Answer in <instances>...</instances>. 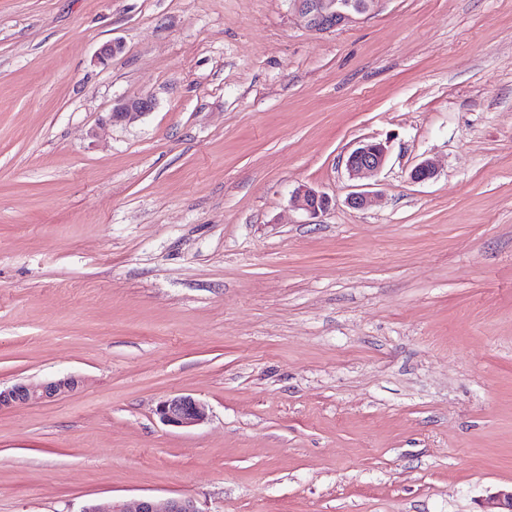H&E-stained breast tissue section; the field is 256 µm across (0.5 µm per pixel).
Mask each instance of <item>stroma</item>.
Segmentation results:
<instances>
[{
    "mask_svg": "<svg viewBox=\"0 0 512 512\" xmlns=\"http://www.w3.org/2000/svg\"><path fill=\"white\" fill-rule=\"evenodd\" d=\"M364 139L389 155L354 209ZM67 374L0 411V512H480L512 486V0L323 34L290 0H0V386ZM177 393L207 420L164 426ZM152 105V100L148 97L119 98L112 107V121L121 123L133 117L146 114L152 109ZM296 206L312 217H317L330 206V199L325 193L308 185L298 187L294 195ZM81 384L79 377L67 375L35 385L18 382L4 389L0 386V410L54 402L75 392ZM80 512H200L193 499L172 497L158 502L142 498L132 503L104 502L83 506Z\"/></svg>",
    "mask_w": 512,
    "mask_h": 512,
    "instance_id": "obj_1",
    "label": "stroma"
}]
</instances>
